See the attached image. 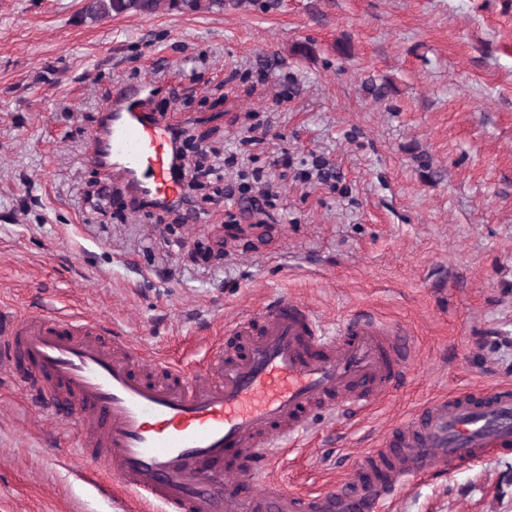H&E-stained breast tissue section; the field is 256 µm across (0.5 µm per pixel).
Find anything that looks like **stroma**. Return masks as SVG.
<instances>
[{"label":"stroma","mask_w":512,"mask_h":512,"mask_svg":"<svg viewBox=\"0 0 512 512\" xmlns=\"http://www.w3.org/2000/svg\"><path fill=\"white\" fill-rule=\"evenodd\" d=\"M83 0H0V309L93 317L193 368L280 296L328 330L407 329L406 383L277 465L317 490L440 393L512 384V0H253L88 24ZM193 134L226 197L201 223L138 208L86 155L118 84ZM334 177L319 183L314 160ZM280 195L258 217L241 183ZM79 436L0 364V512H109ZM385 512H512V450L407 482Z\"/></svg>","instance_id":"1"}]
</instances>
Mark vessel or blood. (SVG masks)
Listing matches in <instances>:
<instances>
[{
	"label": "vessel or blood",
	"instance_id": "b4317fda",
	"mask_svg": "<svg viewBox=\"0 0 512 512\" xmlns=\"http://www.w3.org/2000/svg\"><path fill=\"white\" fill-rule=\"evenodd\" d=\"M149 85L116 86L87 161L119 176L143 206L180 203L178 129L144 109ZM414 356L411 336L374 314L324 335L317 317L279 297L232 324L200 369L153 359L100 324L53 311L0 314V358L25 397L80 433L83 482L120 487L140 512H383L412 478L512 448V386L439 397L393 426L378 448L330 489L292 492L274 477L281 440L358 413L399 387Z\"/></svg>",
	"mask_w": 512,
	"mask_h": 512
}]
</instances>
